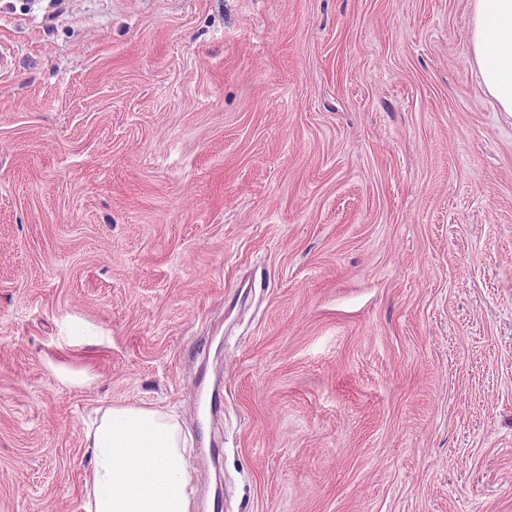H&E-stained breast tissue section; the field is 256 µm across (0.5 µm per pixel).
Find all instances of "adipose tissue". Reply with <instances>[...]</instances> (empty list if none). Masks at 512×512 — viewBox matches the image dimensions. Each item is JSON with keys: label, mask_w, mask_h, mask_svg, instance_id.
Masks as SVG:
<instances>
[{"label": "adipose tissue", "mask_w": 512, "mask_h": 512, "mask_svg": "<svg viewBox=\"0 0 512 512\" xmlns=\"http://www.w3.org/2000/svg\"><path fill=\"white\" fill-rule=\"evenodd\" d=\"M470 42L487 94L512 114V0H471ZM86 439L93 476L85 512H191L181 433L170 415L111 406Z\"/></svg>", "instance_id": "adipose-tissue-1"}]
</instances>
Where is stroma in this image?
Listing matches in <instances>:
<instances>
[{
    "mask_svg": "<svg viewBox=\"0 0 512 512\" xmlns=\"http://www.w3.org/2000/svg\"><path fill=\"white\" fill-rule=\"evenodd\" d=\"M470 13L0 0V512H84L109 406L215 452L191 512H512V116Z\"/></svg>",
    "mask_w": 512,
    "mask_h": 512,
    "instance_id": "stroma-1",
    "label": "stroma"
}]
</instances>
